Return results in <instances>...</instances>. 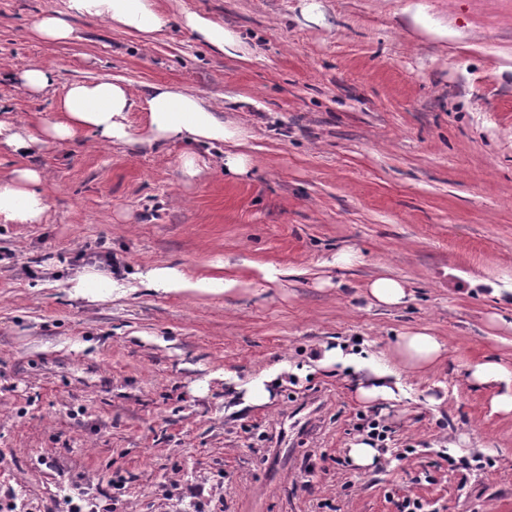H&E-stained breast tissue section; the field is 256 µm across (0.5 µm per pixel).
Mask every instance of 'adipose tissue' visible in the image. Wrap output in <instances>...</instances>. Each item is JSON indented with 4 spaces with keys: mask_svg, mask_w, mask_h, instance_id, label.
I'll use <instances>...</instances> for the list:
<instances>
[{
    "mask_svg": "<svg viewBox=\"0 0 512 512\" xmlns=\"http://www.w3.org/2000/svg\"><path fill=\"white\" fill-rule=\"evenodd\" d=\"M76 18L100 20L146 40L155 37L167 24L156 0H68L66 12L43 16L33 31L46 41L66 40L74 33L72 21ZM180 23L215 53L235 57L244 50L245 42L239 33L209 16L188 12L183 14ZM138 102L144 105L146 120L136 129L129 116ZM60 110L61 118L43 122L36 135L0 119V144L25 153L42 143H69L78 131L87 130L104 145L136 142L159 147L182 145L180 169L189 180L208 167L207 156L216 148L222 151L220 162L225 176L242 178L252 169L243 131L218 117L200 95L172 85H150L137 97L119 81L106 78L76 81L67 88ZM49 208L50 195L44 186V176L37 168L14 169L10 180L0 184L1 223L38 224ZM68 284L73 297L91 302L119 299L141 288L182 296L231 294L243 288L237 278L191 276L170 263H155L124 276L113 274L99 264H88L76 269ZM446 351V342L429 327L417 326L399 334L392 344L393 365L372 369L366 359L343 353L338 347L323 348L315 363L323 369L336 364L369 368V375L359 381L355 393L360 401L373 404L394 399L389 379L398 371L431 369L442 361ZM467 380L474 388L493 389L491 406L495 412L512 414L511 367L489 359L476 362L469 365Z\"/></svg>",
    "mask_w": 512,
    "mask_h": 512,
    "instance_id": "adipose-tissue-1",
    "label": "adipose tissue"
}]
</instances>
